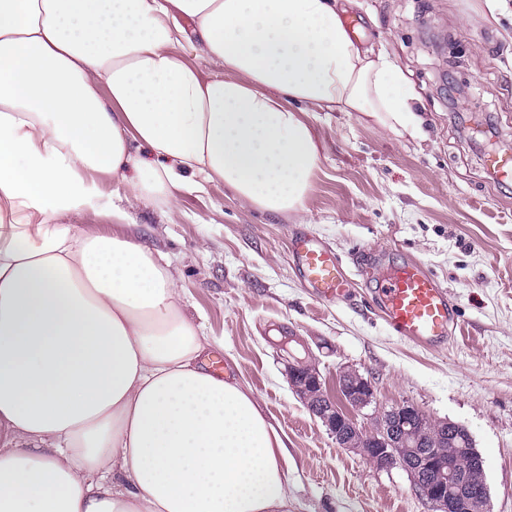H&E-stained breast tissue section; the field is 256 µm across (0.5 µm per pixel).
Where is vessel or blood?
I'll return each instance as SVG.
<instances>
[{"mask_svg":"<svg viewBox=\"0 0 512 512\" xmlns=\"http://www.w3.org/2000/svg\"><path fill=\"white\" fill-rule=\"evenodd\" d=\"M290 252L300 279L317 298L340 300L347 295L340 262L328 245L297 231L291 238ZM374 297L389 327L413 343L446 345L457 325L448 289L421 264L407 262L380 276Z\"/></svg>","mask_w":512,"mask_h":512,"instance_id":"1","label":"vessel or blood"}]
</instances>
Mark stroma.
Wrapping results in <instances>:
<instances>
[{
  "label": "stroma",
  "instance_id": "stroma-1",
  "mask_svg": "<svg viewBox=\"0 0 512 512\" xmlns=\"http://www.w3.org/2000/svg\"><path fill=\"white\" fill-rule=\"evenodd\" d=\"M485 0H359L358 39L384 47L421 95L423 134L401 137L355 112H315L321 148L306 210L271 216L221 185L159 210L128 208L182 288L183 310L223 342L218 367L248 386L288 445L289 512H433L399 468L339 448L293 393L276 326L308 344L327 381L369 375L378 409L409 401L469 429L485 461L488 512H512V182L484 163L512 148V44L482 19ZM304 228L337 255L342 301L301 286L289 255ZM448 288L458 326L426 350L397 336L368 283L402 260Z\"/></svg>",
  "mask_w": 512,
  "mask_h": 512
}]
</instances>
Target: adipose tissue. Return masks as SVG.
<instances>
[{"instance_id":"ef3b65f1","label":"adipose tissue","mask_w":512,"mask_h":512,"mask_svg":"<svg viewBox=\"0 0 512 512\" xmlns=\"http://www.w3.org/2000/svg\"><path fill=\"white\" fill-rule=\"evenodd\" d=\"M356 3L0 0V512H288L283 438L102 180L129 207L221 184L300 214L309 108L418 136L413 83L342 20Z\"/></svg>"}]
</instances>
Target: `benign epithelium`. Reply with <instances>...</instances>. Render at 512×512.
<instances>
[{
    "instance_id": "1",
    "label": "benign epithelium",
    "mask_w": 512,
    "mask_h": 512,
    "mask_svg": "<svg viewBox=\"0 0 512 512\" xmlns=\"http://www.w3.org/2000/svg\"><path fill=\"white\" fill-rule=\"evenodd\" d=\"M293 392L319 418L340 448L368 458L379 469L401 468L414 475L417 493L433 512H465L475 500H487V488L468 498L452 494L454 471L437 451L439 436L423 429L424 413L403 401L388 410H376L371 377L345 368L337 378L342 395L330 394L319 368L284 358Z\"/></svg>"
}]
</instances>
